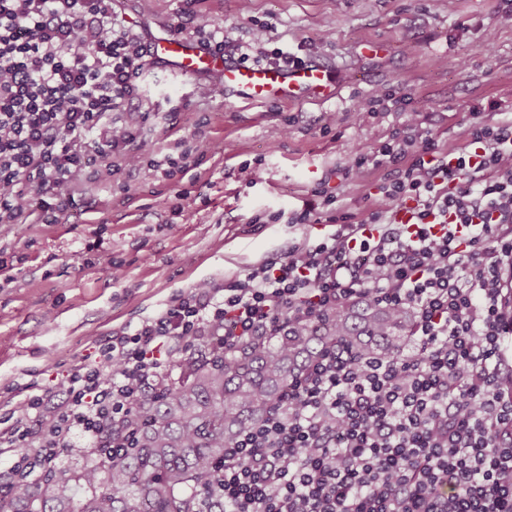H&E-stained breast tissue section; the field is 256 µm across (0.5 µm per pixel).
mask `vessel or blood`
I'll return each instance as SVG.
<instances>
[{
    "instance_id": "vessel-or-blood-1",
    "label": "vessel or blood",
    "mask_w": 512,
    "mask_h": 512,
    "mask_svg": "<svg viewBox=\"0 0 512 512\" xmlns=\"http://www.w3.org/2000/svg\"><path fill=\"white\" fill-rule=\"evenodd\" d=\"M150 46L153 57L175 76L217 74L226 90L252 103H298L304 100L325 102L336 96L333 74L316 64L288 68L232 64L222 56L208 53L194 42L172 32L152 36Z\"/></svg>"
}]
</instances>
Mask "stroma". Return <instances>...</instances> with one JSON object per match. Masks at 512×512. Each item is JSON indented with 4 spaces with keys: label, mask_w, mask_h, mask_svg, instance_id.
<instances>
[{
    "label": "stroma",
    "mask_w": 512,
    "mask_h": 512,
    "mask_svg": "<svg viewBox=\"0 0 512 512\" xmlns=\"http://www.w3.org/2000/svg\"><path fill=\"white\" fill-rule=\"evenodd\" d=\"M118 7L127 26L154 33L206 12L228 38L258 42L259 64L281 48L332 70L336 96L257 105L225 91L214 74L146 73L118 119L143 128L161 149L185 138L197 150L172 178L144 166L111 184L82 185L61 223L0 224V251L14 265L13 282L0 287V422L48 394L55 377L113 329L156 316L200 280L223 282L291 242L321 237L318 226L286 223L312 203L314 189L352 216L375 207L383 173L351 181L341 170L352 151L380 146L409 116L442 152L458 154L468 148L473 107L512 112V27L499 23L512 7L507 0H120ZM202 83L211 87L205 98ZM380 87L409 95L407 109L351 122L354 99ZM184 187L177 215L168 203ZM171 222L177 235L165 229ZM95 242L106 264L90 263Z\"/></svg>",
    "instance_id": "obj_1"
}]
</instances>
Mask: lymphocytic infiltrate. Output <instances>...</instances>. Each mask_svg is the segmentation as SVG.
<instances>
[{
	"mask_svg": "<svg viewBox=\"0 0 512 512\" xmlns=\"http://www.w3.org/2000/svg\"><path fill=\"white\" fill-rule=\"evenodd\" d=\"M116 0H0V224L58 223L80 179L150 166L183 172L112 114L153 60L145 32L117 27ZM471 151L440 153L408 121L357 153L344 175L390 177L355 222L289 244L246 273L195 283L157 316L113 331L0 427V489L67 448L111 447L147 386L199 342L231 350L284 336L352 302L415 316L407 354L333 349L224 444V512H512V393L500 388L512 337V116L473 110ZM105 137L96 132L104 124ZM406 207L407 222L396 219ZM40 417L31 428L29 413Z\"/></svg>",
	"mask_w": 512,
	"mask_h": 512,
	"instance_id": "lymphocytic-infiltrate-1",
	"label": "lymphocytic infiltrate"
}]
</instances>
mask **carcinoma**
Instances as JSON below:
<instances>
[{
  "label": "carcinoma",
  "instance_id": "1",
  "mask_svg": "<svg viewBox=\"0 0 512 512\" xmlns=\"http://www.w3.org/2000/svg\"><path fill=\"white\" fill-rule=\"evenodd\" d=\"M412 324L408 311L355 303L239 352L204 344L178 362V380L164 375L145 394L124 455L81 452L80 467L52 466L1 496L0 512H224V499L200 496L215 484L224 440L261 417L322 351L344 343L391 356Z\"/></svg>",
  "mask_w": 512,
  "mask_h": 512
}]
</instances>
